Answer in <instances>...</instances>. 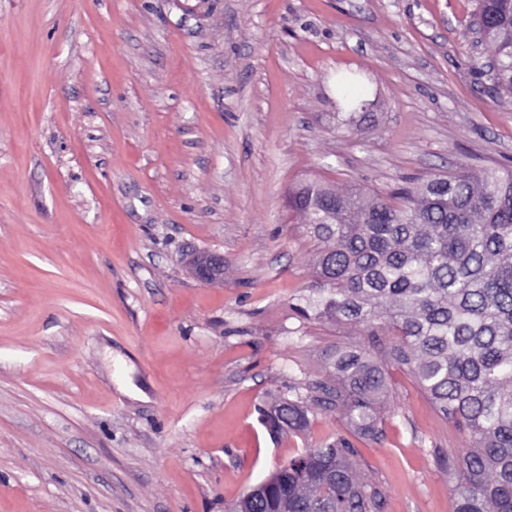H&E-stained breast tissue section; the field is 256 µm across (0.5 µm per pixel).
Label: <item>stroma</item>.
<instances>
[{"mask_svg":"<svg viewBox=\"0 0 512 512\" xmlns=\"http://www.w3.org/2000/svg\"><path fill=\"white\" fill-rule=\"evenodd\" d=\"M476 0H0V512H227L333 411L272 437L333 324L289 302L315 243L304 180L380 193L512 157ZM368 116L338 124L336 92ZM224 281L194 278L200 252ZM353 437L383 512H453L463 437L399 370Z\"/></svg>","mask_w":512,"mask_h":512,"instance_id":"stroma-1","label":"stroma"}]
</instances>
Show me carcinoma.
I'll list each match as a JSON object with an SVG mask.
<instances>
[{
  "instance_id": "carcinoma-1",
  "label": "carcinoma",
  "mask_w": 512,
  "mask_h": 512,
  "mask_svg": "<svg viewBox=\"0 0 512 512\" xmlns=\"http://www.w3.org/2000/svg\"><path fill=\"white\" fill-rule=\"evenodd\" d=\"M477 2L487 76L512 95V0ZM290 204L318 248L288 333L334 322L359 329L377 355L338 348L328 379L293 373L264 412L269 432L303 431L312 410H334L377 440L398 368L465 436L448 452L454 512H512V165L436 173L385 195L312 181ZM355 456L341 435L306 448L229 512H382V486Z\"/></svg>"
}]
</instances>
